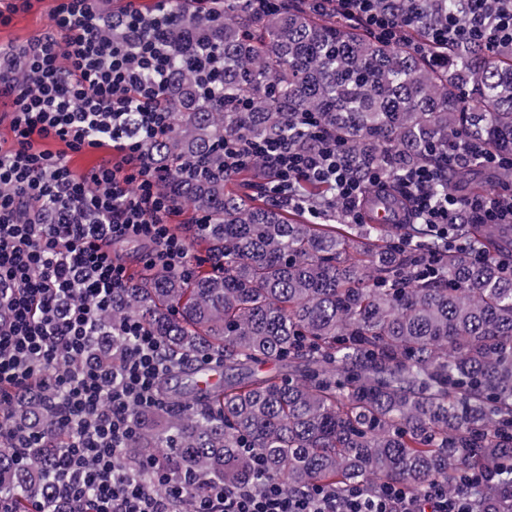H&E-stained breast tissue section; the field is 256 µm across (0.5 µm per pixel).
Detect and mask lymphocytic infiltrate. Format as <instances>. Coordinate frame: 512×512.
Wrapping results in <instances>:
<instances>
[{
	"instance_id": "lymphocytic-infiltrate-1",
	"label": "lymphocytic infiltrate",
	"mask_w": 512,
	"mask_h": 512,
	"mask_svg": "<svg viewBox=\"0 0 512 512\" xmlns=\"http://www.w3.org/2000/svg\"><path fill=\"white\" fill-rule=\"evenodd\" d=\"M101 2L59 0L52 33L19 56L0 46V98L14 104V139L0 146V447L27 446L30 437L14 420V404L34 389L51 388L60 435L41 443L50 460L49 496L72 512H470L466 496L439 485L421 499L401 484L341 496L312 487L288 494L260 469L249 481L212 480L192 494L161 459L130 456L135 410L158 406L162 381L186 359L131 319L120 326L129 349L119 363L100 364L87 352L101 337L102 314L132 282L118 246L137 245L150 271L188 266L189 237L171 222L175 208L161 190L165 176L146 150L170 125L159 92L170 78L166 35L182 12L177 0H165L153 17L130 8L108 20ZM304 2L381 39L405 37L373 0ZM110 26L122 29L124 38L105 37ZM485 36L492 45H512V0H501L491 18L479 0H457L447 26L414 49L422 54L430 44ZM19 65L33 83L15 78ZM315 136L318 147L311 152L285 140L225 139L224 169L260 159L267 195L287 206L302 205L303 184H329L336 213L359 223L367 187L385 189L384 179L376 172L362 183L335 137L323 130ZM46 140L74 152L108 143L118 159L78 177L65 156L43 149ZM442 170L422 165L407 171L401 195L408 223L444 238L462 209L486 224H512V193L435 199L432 188Z\"/></svg>"
}]
</instances>
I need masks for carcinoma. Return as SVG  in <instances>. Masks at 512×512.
<instances>
[{"mask_svg":"<svg viewBox=\"0 0 512 512\" xmlns=\"http://www.w3.org/2000/svg\"><path fill=\"white\" fill-rule=\"evenodd\" d=\"M411 38L448 23L452 0H375ZM171 33L173 68L162 96L171 129L147 147L166 171L172 203L209 219L200 237L224 252V270H157L132 282L104 317L90 351L117 360L126 343L110 334L142 321L170 350L222 356L224 381L199 396L189 370L130 448L168 452V466L193 481L244 482L255 459L291 492L342 494L387 483L422 496L429 485L463 488L474 512H512V272L500 251L512 224H474L455 236L485 252L474 261L448 241L404 242L384 224H332L330 186L305 185L314 219L297 208L233 192L224 138H286L302 150L313 134L299 117L336 134L346 162L366 179L382 169L398 184L406 169L438 166L458 140L479 138L512 155V46L453 44L431 63L356 26L285 5L262 12L250 0L188 5ZM224 53L215 94H200L191 55L201 44ZM480 168L448 172V180ZM436 261L429 277L424 260ZM268 366L270 371L261 372ZM14 420L45 436L59 432L54 396L36 390ZM33 448L19 460L0 447V489L15 512L45 498L48 461ZM479 468L477 488L460 477Z\"/></svg>","mask_w":512,"mask_h":512,"instance_id":"cac0c4a2","label":"carcinoma"}]
</instances>
